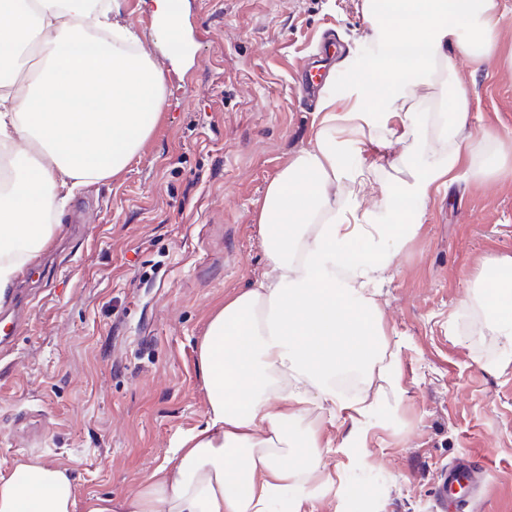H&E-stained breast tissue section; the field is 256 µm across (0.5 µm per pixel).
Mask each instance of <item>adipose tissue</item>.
<instances>
[{
	"label": "adipose tissue",
	"mask_w": 512,
	"mask_h": 512,
	"mask_svg": "<svg viewBox=\"0 0 512 512\" xmlns=\"http://www.w3.org/2000/svg\"><path fill=\"white\" fill-rule=\"evenodd\" d=\"M501 0H361L375 50L346 97L324 94L313 145L269 183L256 222L268 266L251 288L225 296L198 349L208 401L203 425L175 440L167 461L131 496L78 502L70 473L39 461L0 474V512H272L287 498L301 512L303 487L324 475L321 430L291 428L316 411L353 418L378 393L346 396L357 370L399 388L397 355L384 339L376 301L392 257L386 242L421 228L413 209L436 184L472 166L468 147L428 123L445 105L456 128L468 119L465 88L449 90L448 51L461 33L475 59L497 47ZM120 0H0V306L17 278L56 234L50 217L77 188L120 174L155 128L164 104L161 70L121 19ZM418 47L413 56L402 48ZM388 102L385 123L399 156L381 154L346 170L336 126L371 124L375 92ZM389 224L360 223L375 170ZM304 447L300 462L295 448Z\"/></svg>",
	"instance_id": "obj_1"
}]
</instances>
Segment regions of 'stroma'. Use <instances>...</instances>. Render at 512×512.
I'll return each instance as SVG.
<instances>
[{
  "instance_id": "stroma-1",
  "label": "stroma",
  "mask_w": 512,
  "mask_h": 512,
  "mask_svg": "<svg viewBox=\"0 0 512 512\" xmlns=\"http://www.w3.org/2000/svg\"><path fill=\"white\" fill-rule=\"evenodd\" d=\"M179 54L154 34L155 0H122L123 23L164 74L162 117L125 171L81 188L61 232L0 307L35 300L0 354V473L40 461L81 496L134 493L207 401L198 347L212 312L266 270L255 224L269 182L311 146L316 106L299 73L323 35L345 50L331 88L374 51L360 0H183ZM496 56L450 50L471 98L462 136L478 166L512 167V0ZM378 296L402 394L383 388L356 423L323 425L326 479L303 512H440L441 471L468 456L486 493L467 512H512V345L488 329L476 279L512 257V180L457 170L422 206ZM359 447L341 442L348 428Z\"/></svg>"
}]
</instances>
